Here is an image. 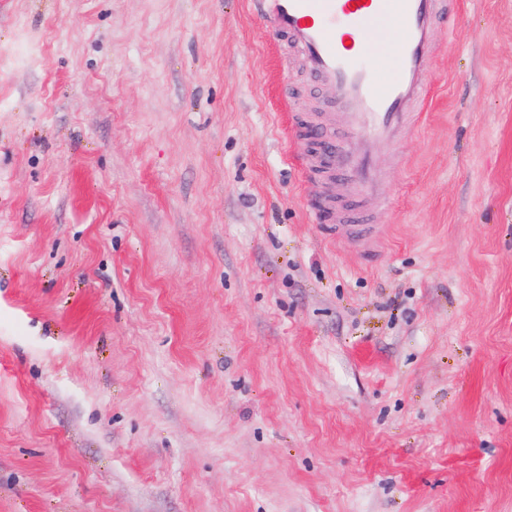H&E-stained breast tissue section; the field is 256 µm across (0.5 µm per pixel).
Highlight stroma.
<instances>
[{"label":"stroma","instance_id":"35a3bbf8","mask_svg":"<svg viewBox=\"0 0 512 512\" xmlns=\"http://www.w3.org/2000/svg\"><path fill=\"white\" fill-rule=\"evenodd\" d=\"M311 223L258 0H0V512H512V0H456Z\"/></svg>","mask_w":512,"mask_h":512}]
</instances>
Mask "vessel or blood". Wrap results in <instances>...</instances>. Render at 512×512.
I'll return each instance as SVG.
<instances>
[{"label":"vessel or blood","mask_w":512,"mask_h":512,"mask_svg":"<svg viewBox=\"0 0 512 512\" xmlns=\"http://www.w3.org/2000/svg\"><path fill=\"white\" fill-rule=\"evenodd\" d=\"M260 9L286 39L288 54L329 89L332 104L347 116L340 135L324 140L315 116L293 115L294 126L322 141L317 176L340 173L350 181L348 200L311 205L309 217L319 224L334 214L338 238L371 261L386 230L371 223L363 208L383 195L374 148L394 142L418 121L448 0H260ZM381 28L395 35L388 79L368 38Z\"/></svg>","instance_id":"b4317fda"}]
</instances>
